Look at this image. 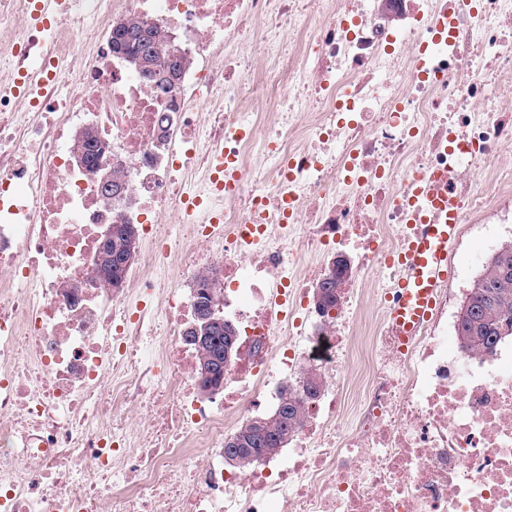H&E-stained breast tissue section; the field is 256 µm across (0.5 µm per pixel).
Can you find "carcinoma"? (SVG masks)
I'll use <instances>...</instances> for the list:
<instances>
[{"mask_svg":"<svg viewBox=\"0 0 512 512\" xmlns=\"http://www.w3.org/2000/svg\"><path fill=\"white\" fill-rule=\"evenodd\" d=\"M122 53L130 69L151 82L166 74L169 69L185 68V59L174 62V49L166 41L165 30L146 18L132 17L112 29V53ZM99 143L96 131L85 129L80 151L87 162L96 160L95 146ZM112 240L104 246V252L113 260H121L125 251L124 224L112 225ZM469 298L473 300L470 318L458 324L457 336L461 346L468 352L481 353L489 350L496 342L512 338V331L504 333V327L512 328V262H505L493 256L484 272L474 282ZM224 346V332L217 331L209 346L197 349L198 361H206L218 355ZM305 403L288 395L281 410L266 416L267 454L276 453L301 426Z\"/></svg>","mask_w":512,"mask_h":512,"instance_id":"obj_1","label":"carcinoma"}]
</instances>
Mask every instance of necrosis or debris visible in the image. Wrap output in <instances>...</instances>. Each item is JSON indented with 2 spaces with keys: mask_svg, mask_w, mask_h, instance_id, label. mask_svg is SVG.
<instances>
[{
  "mask_svg": "<svg viewBox=\"0 0 512 512\" xmlns=\"http://www.w3.org/2000/svg\"><path fill=\"white\" fill-rule=\"evenodd\" d=\"M33 6L0 0V512H512V343L460 348L444 284L408 342L385 318L414 189L512 223V0ZM137 15L195 61L176 102L110 49ZM85 124L123 198L75 163ZM108 220L146 244L121 288L90 267ZM212 270L240 352L206 398L182 328ZM307 367L331 385L288 447L226 468L225 438Z\"/></svg>",
  "mask_w": 512,
  "mask_h": 512,
  "instance_id": "1",
  "label": "necrosis or debris"
}]
</instances>
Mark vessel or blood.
<instances>
[{
  "instance_id": "vessel-or-blood-1",
  "label": "vessel or blood",
  "mask_w": 512,
  "mask_h": 512,
  "mask_svg": "<svg viewBox=\"0 0 512 512\" xmlns=\"http://www.w3.org/2000/svg\"><path fill=\"white\" fill-rule=\"evenodd\" d=\"M419 231L399 254L409 275L395 289L389 315L403 336L428 319L435 305V291L448 276V252L458 233V210L446 192L427 195L413 211Z\"/></svg>"
}]
</instances>
